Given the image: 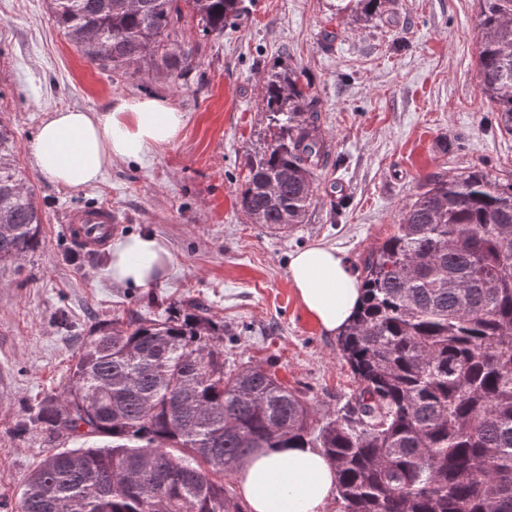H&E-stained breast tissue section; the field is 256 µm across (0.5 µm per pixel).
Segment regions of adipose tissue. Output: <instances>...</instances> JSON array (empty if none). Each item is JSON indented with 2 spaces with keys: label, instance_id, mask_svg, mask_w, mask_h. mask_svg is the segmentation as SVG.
Here are the masks:
<instances>
[{
  "label": "adipose tissue",
  "instance_id": "obj_1",
  "mask_svg": "<svg viewBox=\"0 0 512 512\" xmlns=\"http://www.w3.org/2000/svg\"><path fill=\"white\" fill-rule=\"evenodd\" d=\"M183 112L167 99L119 98L107 111L66 109L42 121L29 146L39 174L61 186L97 182L112 161H140L174 140ZM170 254L153 234L127 236L112 249L113 282L155 285ZM288 278L306 312L330 335L353 318L361 282L336 249L312 246L295 253ZM239 490L250 512H326L336 471L316 448H265L237 467Z\"/></svg>",
  "mask_w": 512,
  "mask_h": 512
}]
</instances>
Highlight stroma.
I'll use <instances>...</instances> for the list:
<instances>
[{"mask_svg":"<svg viewBox=\"0 0 512 512\" xmlns=\"http://www.w3.org/2000/svg\"><path fill=\"white\" fill-rule=\"evenodd\" d=\"M242 5L237 27L206 40L201 65L176 80L151 66L123 76L99 70L63 37L45 0H0V119L15 131L44 220L40 248L0 273V512H16L47 454L83 447L15 424L45 394L64 392L94 326L203 301L224 324L228 362L274 364L318 408L335 410L357 383L335 337L299 302L291 254L324 245L360 267L431 173L512 175V136L478 84V0H390L367 19L338 10V0ZM288 72L310 84L331 154L303 222L275 230L253 223L238 196L244 152L270 135L263 86ZM142 96L183 112L174 141L140 163L113 161L91 185L39 175L29 145L47 115L103 112L115 98ZM97 202L120 213L113 240L150 232L163 241L171 261L159 283H114L111 248L91 251L63 234L69 211Z\"/></svg>","mask_w":512,"mask_h":512,"instance_id":"obj_1","label":"stroma"}]
</instances>
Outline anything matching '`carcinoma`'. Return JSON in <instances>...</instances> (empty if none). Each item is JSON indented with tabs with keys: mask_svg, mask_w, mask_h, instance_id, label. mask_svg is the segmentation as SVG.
I'll list each match as a JSON object with an SVG mask.
<instances>
[{
	"mask_svg": "<svg viewBox=\"0 0 512 512\" xmlns=\"http://www.w3.org/2000/svg\"><path fill=\"white\" fill-rule=\"evenodd\" d=\"M91 64L179 78L240 0H47ZM477 76L512 135V0H480ZM271 139L244 154L238 202L269 229L302 223L331 151L310 85L265 84ZM42 210L0 122V268L39 247ZM363 298L337 349L357 387L334 412L261 365L227 363L200 301L93 329L64 394L17 422L50 439L110 438L47 456L17 512H244L224 477L258 448H318L341 512H512V182L430 174L361 263Z\"/></svg>",
	"mask_w": 512,
	"mask_h": 512,
	"instance_id": "carcinoma-1",
	"label": "carcinoma"
}]
</instances>
